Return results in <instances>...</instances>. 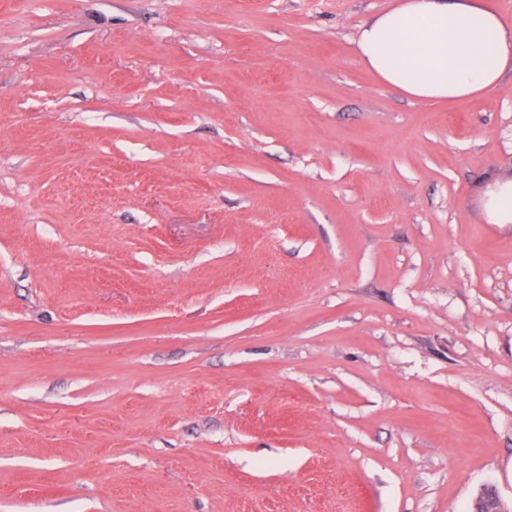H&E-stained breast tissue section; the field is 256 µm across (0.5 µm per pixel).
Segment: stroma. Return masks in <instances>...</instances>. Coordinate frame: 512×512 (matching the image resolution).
Wrapping results in <instances>:
<instances>
[{
	"label": "stroma",
	"mask_w": 512,
	"mask_h": 512,
	"mask_svg": "<svg viewBox=\"0 0 512 512\" xmlns=\"http://www.w3.org/2000/svg\"><path fill=\"white\" fill-rule=\"evenodd\" d=\"M399 0H0V512L512 504V69L385 85ZM485 217L490 224H512V179L494 183L483 196Z\"/></svg>",
	"instance_id": "stroma-1"
}]
</instances>
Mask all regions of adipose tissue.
Here are the masks:
<instances>
[{
	"label": "adipose tissue",
	"instance_id": "ef3b65f1",
	"mask_svg": "<svg viewBox=\"0 0 512 512\" xmlns=\"http://www.w3.org/2000/svg\"><path fill=\"white\" fill-rule=\"evenodd\" d=\"M357 51L407 97L472 100L512 68V29L484 0H402L362 25Z\"/></svg>",
	"mask_w": 512,
	"mask_h": 512
}]
</instances>
